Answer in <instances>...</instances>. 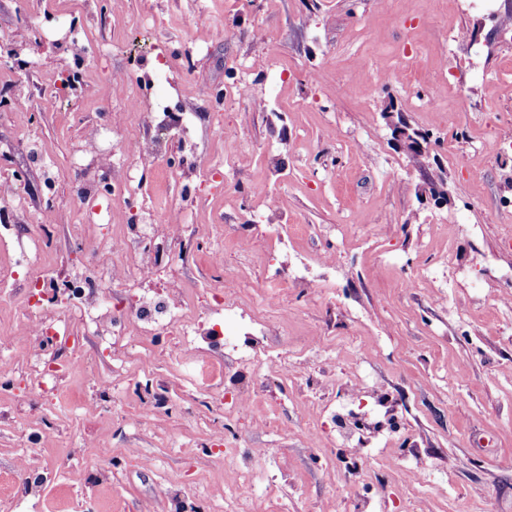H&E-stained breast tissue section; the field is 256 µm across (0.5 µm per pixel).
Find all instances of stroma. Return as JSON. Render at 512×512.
Listing matches in <instances>:
<instances>
[{
  "instance_id": "obj_1",
  "label": "stroma",
  "mask_w": 512,
  "mask_h": 512,
  "mask_svg": "<svg viewBox=\"0 0 512 512\" xmlns=\"http://www.w3.org/2000/svg\"><path fill=\"white\" fill-rule=\"evenodd\" d=\"M87 25L85 82L59 99L60 50L44 13ZM192 13L202 20L186 29ZM512 0H0V36L21 47L24 67L0 65V80L34 76L38 88L20 108L37 112L29 139L0 123V178L21 173L19 193L38 196L41 171L62 173L50 263L82 266L64 228L75 210L88 213L87 241L111 233L112 203L82 202L73 176L99 171L81 154L82 131L95 112L111 127L101 147L113 149L130 119L126 87L115 76L154 55L139 47L187 45L190 72L172 64L152 93L181 91L196 114L192 140L202 178L194 192L161 175L144 177L140 201L163 211L184 207V262L201 300L212 269L194 246L197 232L219 224L215 246L239 298L288 333L275 351L311 347L312 367L333 382L352 369L376 379L398 403L413 447L375 450L350 476L345 449L329 429L314 427L307 374L289 363L266 377L238 423L248 448L269 457L249 481L224 467L218 438L224 417L210 410L183 359L178 337L132 341L103 355L80 337V364L63 381L68 410L22 391L0 395V485L11 484L0 512H169L181 491L210 512H245L249 497L278 489L268 512H512V41L503 20ZM406 72L408 83L397 79ZM249 87L245 99L215 107L212 88ZM394 104L429 136L427 155L413 157L391 142L383 117ZM511 152L486 154L489 139ZM442 174L447 206L422 194ZM265 180L267 200L285 220L306 227L291 255L335 250L336 273L312 299L269 304L275 279L262 238L243 246L245 224L262 212L248 193ZM414 287H402L404 278ZM20 302L0 307V345L25 381L28 340L18 327ZM151 378L158 409L144 417L127 382ZM113 379L111 393L99 382ZM33 460L51 479L25 488L19 460ZM107 470L98 482L96 470Z\"/></svg>"
}]
</instances>
